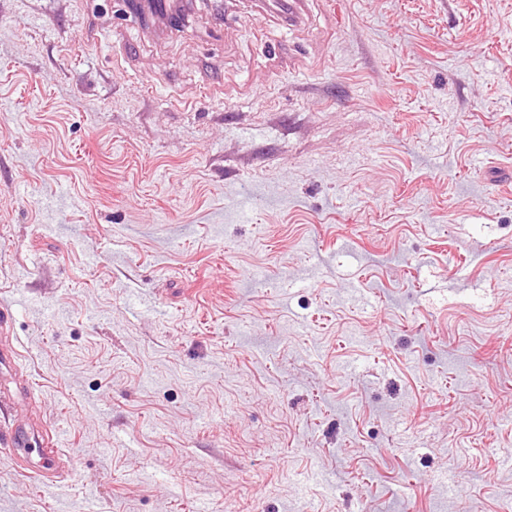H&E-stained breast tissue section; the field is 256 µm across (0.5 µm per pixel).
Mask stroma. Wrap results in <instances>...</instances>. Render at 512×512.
<instances>
[{"mask_svg": "<svg viewBox=\"0 0 512 512\" xmlns=\"http://www.w3.org/2000/svg\"><path fill=\"white\" fill-rule=\"evenodd\" d=\"M121 2L0 0V512H512V0Z\"/></svg>", "mask_w": 512, "mask_h": 512, "instance_id": "obj_1", "label": "stroma"}]
</instances>
